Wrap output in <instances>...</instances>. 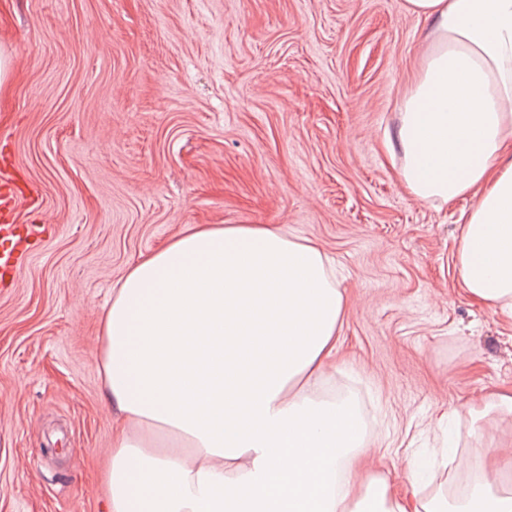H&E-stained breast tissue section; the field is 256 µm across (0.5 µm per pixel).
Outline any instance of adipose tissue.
Wrapping results in <instances>:
<instances>
[{
	"label": "adipose tissue",
	"mask_w": 512,
	"mask_h": 512,
	"mask_svg": "<svg viewBox=\"0 0 512 512\" xmlns=\"http://www.w3.org/2000/svg\"><path fill=\"white\" fill-rule=\"evenodd\" d=\"M432 40L402 99L397 176L463 211L468 298L512 320V0H407ZM345 309L311 240L271 224L199 225L141 256L101 319L112 427L108 512H512V390L468 408L475 465L457 506L359 475L357 403L324 390Z\"/></svg>",
	"instance_id": "1"
}]
</instances>
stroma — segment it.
<instances>
[{
  "label": "stroma",
  "instance_id": "1",
  "mask_svg": "<svg viewBox=\"0 0 512 512\" xmlns=\"http://www.w3.org/2000/svg\"><path fill=\"white\" fill-rule=\"evenodd\" d=\"M429 32L406 0H0V180L11 223L52 227L0 288V512H107L100 318L198 224H277L333 261L326 375L392 488L441 465L443 411L512 388V321L454 268L468 201L414 199L383 149Z\"/></svg>",
  "mask_w": 512,
  "mask_h": 512
}]
</instances>
